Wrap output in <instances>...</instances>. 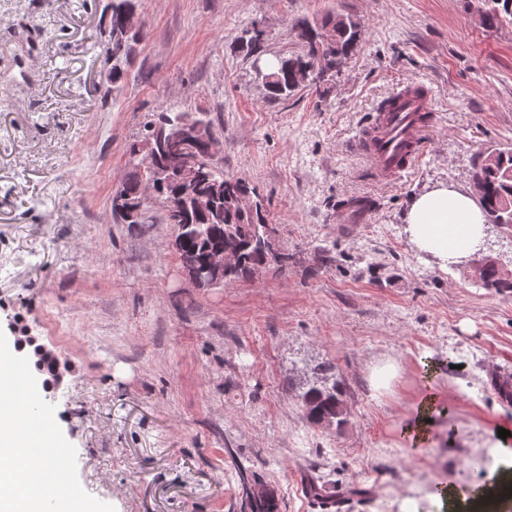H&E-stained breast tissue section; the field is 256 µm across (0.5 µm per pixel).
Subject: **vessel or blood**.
I'll use <instances>...</instances> for the list:
<instances>
[{"label":"vessel or blood","instance_id":"1","mask_svg":"<svg viewBox=\"0 0 512 512\" xmlns=\"http://www.w3.org/2000/svg\"><path fill=\"white\" fill-rule=\"evenodd\" d=\"M397 96L394 110L376 113L358 141V150L378 182L393 180L419 157L428 131L419 110L430 107L432 90L408 81Z\"/></svg>","mask_w":512,"mask_h":512}]
</instances>
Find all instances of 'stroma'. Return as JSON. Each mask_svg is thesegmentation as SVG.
Returning <instances> with one entry per match:
<instances>
[{
  "label": "stroma",
  "mask_w": 512,
  "mask_h": 512,
  "mask_svg": "<svg viewBox=\"0 0 512 512\" xmlns=\"http://www.w3.org/2000/svg\"><path fill=\"white\" fill-rule=\"evenodd\" d=\"M107 0H0V331L36 337L65 370L43 390L77 451V476L115 512H254L240 471L272 512H445L437 485L494 481L512 404V293L477 287L483 255L512 272V237L439 268L417 258L404 217L414 196L473 187L478 155L512 148V24L487 28L486 0H139L143 35L123 81L111 68ZM341 12L364 34L332 80L267 101L257 61L298 50L294 24ZM264 32L259 55L243 28ZM436 92L422 158L374 185L357 136L398 85ZM163 112H204L225 176L256 187L287 268L198 288L152 203L141 228L112 197L129 143ZM371 193L362 220L337 204ZM327 362L346 389L341 428L309 424L297 399ZM397 368L384 388L372 372ZM440 396L428 442L402 429L426 389ZM365 488L347 496L350 486Z\"/></svg>",
  "instance_id": "1"
}]
</instances>
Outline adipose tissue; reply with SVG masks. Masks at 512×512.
<instances>
[{
	"mask_svg": "<svg viewBox=\"0 0 512 512\" xmlns=\"http://www.w3.org/2000/svg\"><path fill=\"white\" fill-rule=\"evenodd\" d=\"M405 222L415 255L444 269L478 251L488 231L476 193L445 185L415 197Z\"/></svg>",
	"mask_w": 512,
	"mask_h": 512,
	"instance_id": "obj_1",
	"label": "adipose tissue"
}]
</instances>
